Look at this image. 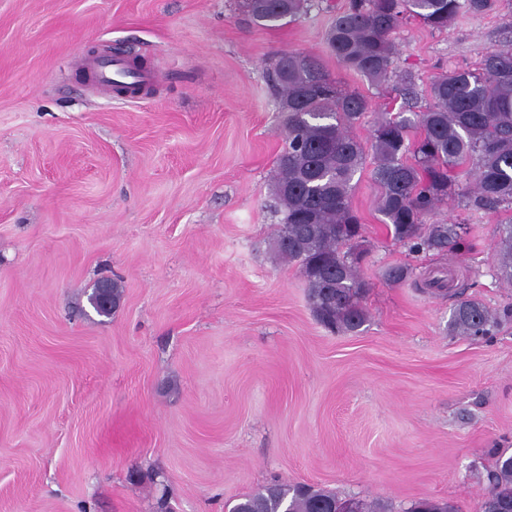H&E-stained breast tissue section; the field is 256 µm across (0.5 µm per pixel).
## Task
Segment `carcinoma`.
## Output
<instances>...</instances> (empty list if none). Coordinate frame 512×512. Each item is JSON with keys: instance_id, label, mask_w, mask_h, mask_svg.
<instances>
[{"instance_id": "cac0c4a2", "label": "carcinoma", "mask_w": 512, "mask_h": 512, "mask_svg": "<svg viewBox=\"0 0 512 512\" xmlns=\"http://www.w3.org/2000/svg\"><path fill=\"white\" fill-rule=\"evenodd\" d=\"M310 6L311 0L240 4L262 27L294 21ZM494 6L495 0H346L326 31V45L344 69L381 87L393 73V34L400 25L415 20L441 30L463 13ZM270 76L284 133L271 182L280 215L271 249L275 260L298 265L321 324L353 332L367 318L363 227L352 205L354 176L367 164L377 186L376 212L392 238L413 253L460 247L457 225L433 221L449 200L511 214L498 227L493 269L512 286V44L488 51L476 70L435 76L431 103L415 118L380 113L366 145L352 129L369 111L368 98L340 88L318 56L283 52ZM411 127L419 130L413 139ZM469 163L475 166L473 183L452 182L449 172ZM497 324L481 303L459 299L448 327L456 336L484 338ZM342 500L323 488L275 481L235 500L229 512H325ZM407 512L456 510L444 500L418 499ZM479 512H512V454L499 456Z\"/></svg>"}]
</instances>
